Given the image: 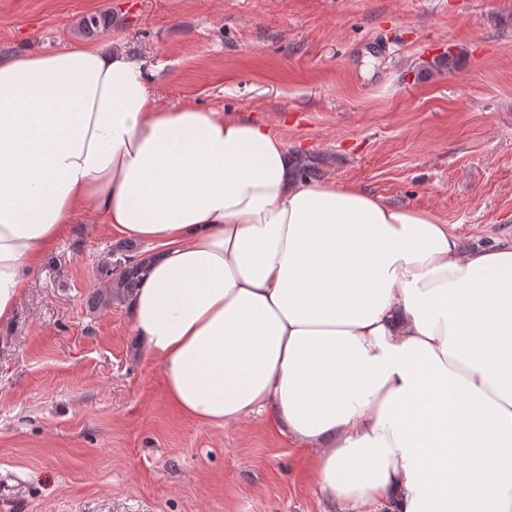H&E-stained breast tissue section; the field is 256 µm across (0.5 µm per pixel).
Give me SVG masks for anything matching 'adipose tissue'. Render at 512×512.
Segmentation results:
<instances>
[{
	"label": "adipose tissue",
	"instance_id": "ef3b65f1",
	"mask_svg": "<svg viewBox=\"0 0 512 512\" xmlns=\"http://www.w3.org/2000/svg\"><path fill=\"white\" fill-rule=\"evenodd\" d=\"M103 47L0 57V319L90 211L157 247L128 303L168 401L276 421L341 512H512V246L292 178L264 125L160 107Z\"/></svg>",
	"mask_w": 512,
	"mask_h": 512
}]
</instances>
